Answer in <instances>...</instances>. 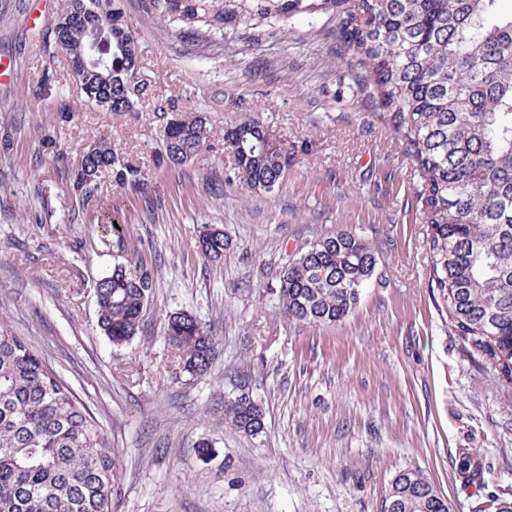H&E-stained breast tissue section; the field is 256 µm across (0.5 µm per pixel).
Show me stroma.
Listing matches in <instances>:
<instances>
[{"instance_id":"obj_1","label":"stroma","mask_w":512,"mask_h":512,"mask_svg":"<svg viewBox=\"0 0 512 512\" xmlns=\"http://www.w3.org/2000/svg\"><path fill=\"white\" fill-rule=\"evenodd\" d=\"M64 6L0 0V327L52 365L120 452L112 512H383L405 469L422 471L450 512H473L452 466L463 448L481 456L487 493L512 494V404L449 333L409 165L383 114L337 93L331 23L206 47L122 0L148 86L130 118L91 107L67 59L48 54ZM166 112L209 120L208 150L179 169L156 160ZM245 117L303 151L274 192L247 189L224 146L225 127ZM100 138L145 172L143 192L106 177L76 201L72 173ZM226 175L213 195L211 179ZM113 206L128 250L156 271L143 329L118 346L98 326L94 289L113 264L97 222ZM207 224L231 242L222 261L199 252ZM340 230L379 257L359 304L334 324L288 321L279 272ZM175 312L216 339L205 376L170 365L163 326ZM243 375L265 411L253 437L224 417Z\"/></svg>"}]
</instances>
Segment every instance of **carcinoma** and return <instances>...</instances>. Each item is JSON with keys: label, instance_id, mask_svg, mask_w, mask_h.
I'll return each instance as SVG.
<instances>
[{"label": "carcinoma", "instance_id": "carcinoma-1", "mask_svg": "<svg viewBox=\"0 0 512 512\" xmlns=\"http://www.w3.org/2000/svg\"><path fill=\"white\" fill-rule=\"evenodd\" d=\"M499 0H142L143 10L194 40L283 38L323 17L336 21L339 79L351 94L387 114L394 140L417 184L416 212L428 226L429 284L448 315L450 334L478 371L492 374L512 402V14ZM64 25L52 34L69 62L100 57L77 77L88 101L136 116L142 98L140 48L120 0H66ZM111 48L92 49L95 30ZM244 118L224 130L248 187L270 193L296 160L288 143ZM209 141L208 118L165 122L159 158L179 166ZM73 172L75 196L93 197L107 175L124 191L146 186L145 173L104 139L90 144ZM112 270L95 282L98 324L114 345L134 338L155 288V271L126 254L123 225L112 228ZM224 231L205 229L201 253L219 261ZM377 265L361 237L338 231L314 241L283 270L275 288L285 317L332 324L357 306ZM164 336L180 372L209 371L216 342L194 316L177 313ZM224 416L238 431H264V411L244 388L224 394ZM464 484L483 489V462L472 452L453 461ZM121 461L73 388L20 336L0 330V512H112ZM395 512H449L448 501L415 469L393 479Z\"/></svg>", "mask_w": 512, "mask_h": 512}]
</instances>
